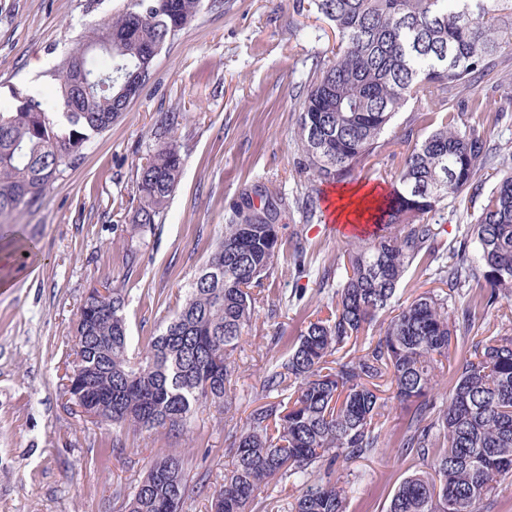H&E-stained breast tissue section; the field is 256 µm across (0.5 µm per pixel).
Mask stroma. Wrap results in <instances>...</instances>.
<instances>
[{
	"mask_svg": "<svg viewBox=\"0 0 512 512\" xmlns=\"http://www.w3.org/2000/svg\"><path fill=\"white\" fill-rule=\"evenodd\" d=\"M126 2L0 0V104L17 92L49 95L59 62L85 29ZM335 53L330 24L300 0H222L163 47L140 95L79 163L0 225V512H125L150 463L175 449L184 455L188 485L182 512H209L229 463L227 422H244L266 368L287 354L309 321L331 310L333 291L320 287L319 277L335 268L346 239L326 231V213L310 223L288 212L283 255L234 354L232 409L199 407L180 434L119 429L76 409L63 380L74 323L87 293L112 283L127 295L134 347L145 348L181 303L242 192L259 185L293 197L309 188L294 131L305 83ZM474 92L493 99L485 115L497 149L493 164L512 168V44L503 45L497 67ZM165 112L183 115L175 134L182 175L161 222L136 233L135 166ZM440 121L426 105L408 103L353 185L390 189V171L407 148L405 132L420 138ZM481 203L468 191L449 200L437 218L448 248L468 239ZM12 234L34 243L35 259L13 250ZM295 237L306 249L301 266L292 258ZM133 251L139 258L132 265ZM275 301L282 307L274 312ZM380 424L382 447L341 473L347 512H386L414 471L411 460L394 453L405 411L387 409Z\"/></svg>",
	"mask_w": 512,
	"mask_h": 512,
	"instance_id": "35a3bbf8",
	"label": "stroma"
}]
</instances>
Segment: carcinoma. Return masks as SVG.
<instances>
[{
  "mask_svg": "<svg viewBox=\"0 0 512 512\" xmlns=\"http://www.w3.org/2000/svg\"><path fill=\"white\" fill-rule=\"evenodd\" d=\"M336 35V59L307 86L299 116L301 164L315 183L362 172L394 116L411 100L438 107L440 125L415 141L395 171L377 230L351 243L336 265L331 315L309 322L288 355L260 381L267 398L227 430L233 457L212 512H254L270 481L304 483L289 512H346L334 466L382 447L377 419L394 401L409 412L397 453L423 462L395 490L387 512H480L512 478V334L485 335L476 308L512 301V171L473 218L475 250L448 251L435 215L472 187L491 160L484 123L459 127L455 106L488 111L472 97L512 32V0H312ZM207 7L205 0H128L89 28L57 69L49 107L29 97L0 108V224L35 203L125 112L150 80L167 41ZM182 115L165 112L146 163L136 168L134 230L159 223L180 181L174 132ZM315 214L312 194L242 193L208 260L161 333L131 351L124 289L94 288L75 328L66 372L73 405L115 428L184 429L195 409L222 402L235 374L232 357L251 330L253 289L268 278L282 247V214ZM448 287L422 293L389 315L412 267ZM483 279L489 292L461 308L468 355L445 389L456 320L448 294ZM380 324L379 336L367 335ZM390 396H380L382 383ZM288 393L270 401L272 393ZM324 469L308 484L311 469ZM184 460H154L128 512H181Z\"/></svg>",
  "mask_w": 512,
  "mask_h": 512,
  "instance_id": "cac0c4a2",
  "label": "carcinoma"
}]
</instances>
